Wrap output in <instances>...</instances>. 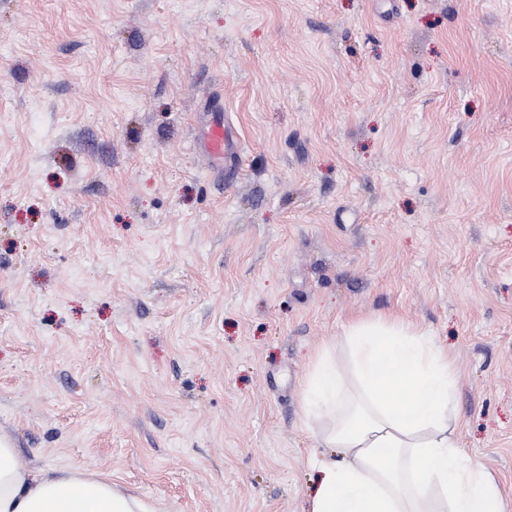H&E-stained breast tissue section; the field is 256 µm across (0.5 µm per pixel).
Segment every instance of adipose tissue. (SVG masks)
I'll list each match as a JSON object with an SVG mask.
<instances>
[{
    "label": "adipose tissue",
    "instance_id": "obj_1",
    "mask_svg": "<svg viewBox=\"0 0 512 512\" xmlns=\"http://www.w3.org/2000/svg\"><path fill=\"white\" fill-rule=\"evenodd\" d=\"M348 371L323 343L302 395L307 422H324L308 512H512L490 472L459 439L458 377L448 347L395 315L356 317L343 331ZM0 512H154L82 471L34 475L0 437Z\"/></svg>",
    "mask_w": 512,
    "mask_h": 512
}]
</instances>
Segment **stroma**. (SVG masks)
Returning a JSON list of instances; mask_svg holds the SVG:
<instances>
[{
  "instance_id": "35a3bbf8",
  "label": "stroma",
  "mask_w": 512,
  "mask_h": 512,
  "mask_svg": "<svg viewBox=\"0 0 512 512\" xmlns=\"http://www.w3.org/2000/svg\"><path fill=\"white\" fill-rule=\"evenodd\" d=\"M227 116L225 184L195 149ZM448 345L512 497V0H0V435L157 512H305L356 316ZM194 146L209 155L219 168L224 167L226 183H233L241 170L242 142L228 122L208 127L195 141Z\"/></svg>"
}]
</instances>
